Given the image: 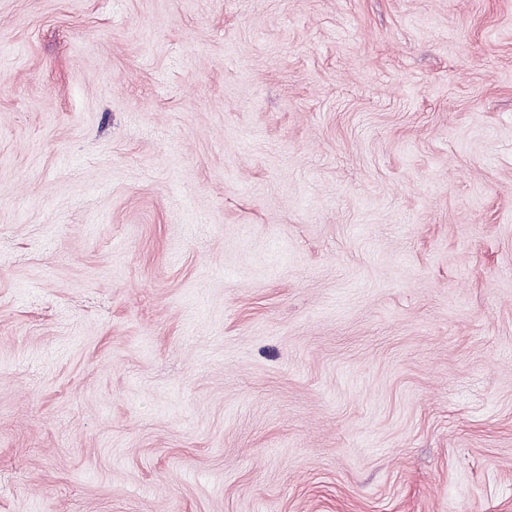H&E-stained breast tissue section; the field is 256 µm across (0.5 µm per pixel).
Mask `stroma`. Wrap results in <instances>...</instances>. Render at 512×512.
<instances>
[{
	"mask_svg": "<svg viewBox=\"0 0 512 512\" xmlns=\"http://www.w3.org/2000/svg\"><path fill=\"white\" fill-rule=\"evenodd\" d=\"M0 512H512V0H0Z\"/></svg>",
	"mask_w": 512,
	"mask_h": 512,
	"instance_id": "35a3bbf8",
	"label": "stroma"
}]
</instances>
